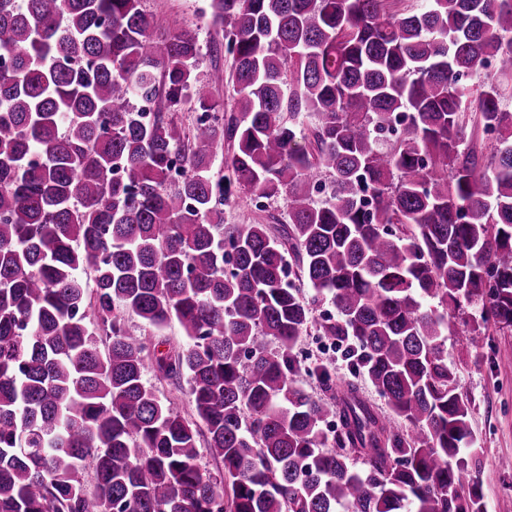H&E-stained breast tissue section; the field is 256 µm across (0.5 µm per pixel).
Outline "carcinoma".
I'll return each instance as SVG.
<instances>
[{
	"mask_svg": "<svg viewBox=\"0 0 512 512\" xmlns=\"http://www.w3.org/2000/svg\"><path fill=\"white\" fill-rule=\"evenodd\" d=\"M210 7L228 116L142 0H0V512H486L446 343L512 329V0ZM236 192L288 221L224 223ZM321 301L389 415L320 365L327 397L295 385ZM126 326L134 335L145 337L148 343L158 346L161 350L179 347L185 342L183 333L176 322L162 330L155 331L146 327L138 318L126 316ZM147 384L154 387L162 398L171 400L174 407L181 411L183 414L188 415L191 413V402L189 396L188 385L185 380H182L180 385H173L168 381L159 380L152 369H149L145 374Z\"/></svg>",
	"mask_w": 512,
	"mask_h": 512,
	"instance_id": "cac0c4a2",
	"label": "carcinoma"
}]
</instances>
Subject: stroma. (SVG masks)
Here are the masks:
<instances>
[{
  "label": "stroma",
  "mask_w": 512,
  "mask_h": 512,
  "mask_svg": "<svg viewBox=\"0 0 512 512\" xmlns=\"http://www.w3.org/2000/svg\"><path fill=\"white\" fill-rule=\"evenodd\" d=\"M143 7L161 30L197 32L202 45L197 73L211 85L214 100L231 107V60L215 48L222 33L211 22L208 0H143ZM285 214V203L279 197L253 200L241 196L224 205L228 224H264L269 216ZM296 352L303 364H324L333 378L349 376L343 348L320 341L314 333L301 336ZM447 358L469 399L470 424L481 450L478 461L469 464L464 483L478 488L487 512H512V471L499 466L502 459L512 458V330L491 326L476 338L449 337Z\"/></svg>",
  "instance_id": "1"
}]
</instances>
